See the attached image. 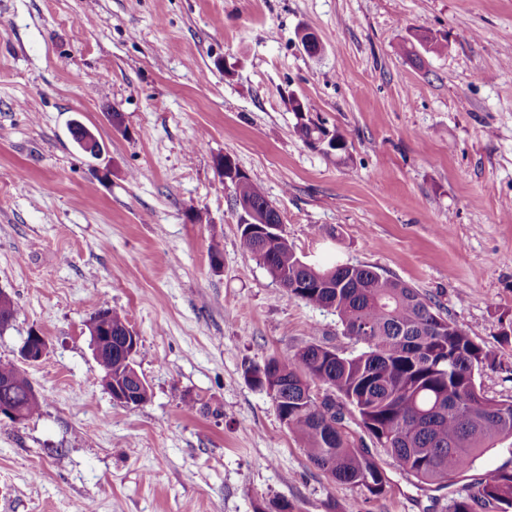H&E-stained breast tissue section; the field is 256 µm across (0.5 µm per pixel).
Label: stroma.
Masks as SVG:
<instances>
[{"mask_svg":"<svg viewBox=\"0 0 512 512\" xmlns=\"http://www.w3.org/2000/svg\"><path fill=\"white\" fill-rule=\"evenodd\" d=\"M418 32L442 52L409 56ZM297 98L345 151L296 136ZM75 120L99 158L74 146ZM225 155L299 257L431 297L492 352L481 393L512 399V344L498 341L512 322V0H0V290L17 308L0 360L44 400L0 418V512H448L482 473L512 468L501 444L422 485L355 427L384 497L309 462L244 370L308 344L359 347L243 252ZM104 304L139 338L141 406L102 383L86 323ZM34 329L48 350L29 364ZM48 342L39 331H32L20 349V357L28 363L40 361L46 354Z\"/></svg>","mask_w":512,"mask_h":512,"instance_id":"35a3bbf8","label":"stroma"}]
</instances>
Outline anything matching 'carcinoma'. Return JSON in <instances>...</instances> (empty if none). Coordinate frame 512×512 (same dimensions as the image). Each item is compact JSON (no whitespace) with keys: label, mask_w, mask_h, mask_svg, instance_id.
Returning a JSON list of instances; mask_svg holds the SVG:
<instances>
[{"label":"carcinoma","mask_w":512,"mask_h":512,"mask_svg":"<svg viewBox=\"0 0 512 512\" xmlns=\"http://www.w3.org/2000/svg\"><path fill=\"white\" fill-rule=\"evenodd\" d=\"M311 111L310 102H295V132L312 146L326 129L304 118ZM69 133L83 154H101V143L81 123L72 122ZM232 189L235 203L249 204L261 218L270 216L267 197L250 177L242 176ZM252 228L240 225L243 251L262 262L289 297L335 314L344 334L361 346L358 353L344 355L310 344L245 370L256 387L284 391L279 417L314 466L379 498L387 493L389 480L365 449L349 443L351 422L424 484L445 483L470 470L487 450L512 441V400L486 397L476 386L475 370L493 364L491 353L444 317L430 298L367 266L336 262L311 269L284 230L271 226L257 234ZM95 316L112 333L127 325L108 306ZM133 363L116 354L100 366L112 369L119 383ZM318 383L329 391L321 403L312 393ZM0 401L12 404L25 419L42 408L25 378L0 387ZM480 509L512 512V469L502 467L478 479L466 495L452 500L449 512Z\"/></svg>","instance_id":"obj_1"}]
</instances>
